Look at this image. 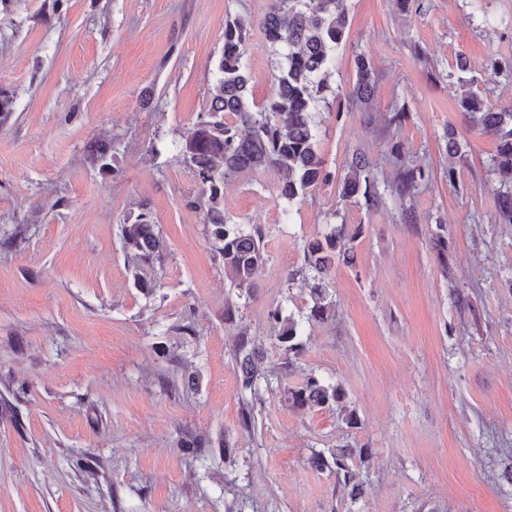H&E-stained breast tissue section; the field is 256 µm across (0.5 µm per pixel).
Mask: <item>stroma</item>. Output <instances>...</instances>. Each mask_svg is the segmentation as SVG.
I'll use <instances>...</instances> for the list:
<instances>
[{
	"mask_svg": "<svg viewBox=\"0 0 512 512\" xmlns=\"http://www.w3.org/2000/svg\"><path fill=\"white\" fill-rule=\"evenodd\" d=\"M268 3L0 0V512H349L335 474L307 462L339 444L372 450L361 512H512V225L494 220L496 142L468 129L451 78L466 60L472 91L512 103V74L487 68L512 60V0H347L315 108L324 168L341 174L361 151L392 182L399 141L429 180L374 211L342 202L335 181L291 202L270 169L227 183L225 212L259 227L268 254L251 299L189 205L200 186L180 136L209 106L225 19L257 23ZM360 52L376 69L369 114L346 99ZM245 62L263 101L276 67L257 27ZM452 133L463 157L446 152ZM98 140L113 145L103 168L89 158ZM145 205L165 244L149 295L121 244ZM337 219L361 229L357 264L330 275L334 320L310 322L288 274ZM279 304L305 344L291 371L267 318ZM243 330L280 378L249 431ZM308 373L342 383L356 427L288 405Z\"/></svg>",
	"mask_w": 512,
	"mask_h": 512,
	"instance_id": "stroma-1",
	"label": "stroma"
}]
</instances>
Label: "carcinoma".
I'll return each instance as SVG.
<instances>
[{
    "instance_id": "carcinoma-1",
    "label": "carcinoma",
    "mask_w": 512,
    "mask_h": 512,
    "mask_svg": "<svg viewBox=\"0 0 512 512\" xmlns=\"http://www.w3.org/2000/svg\"><path fill=\"white\" fill-rule=\"evenodd\" d=\"M346 0H270V7L259 22L267 43L275 47L279 75L271 96L257 104L249 98L244 61L246 43L253 28L251 20L238 15L224 24V50L216 67V84L208 109L193 127L181 134L184 160L192 167L201 183L199 198L190 202L204 210L207 238L212 250L223 262L224 275L231 286L248 295L256 291V278L266 264L262 232L247 229L224 212V185L248 173L271 169L280 180L279 197L292 201L306 195L331 178L317 153L318 123L315 104L328 88L327 80L336 64L335 51L345 38L348 27ZM375 66L359 54L355 57V79L347 98L356 108L370 110L374 100ZM461 112L471 129L492 137L496 153L492 168L512 176V104L503 107L472 91L459 98ZM390 156L397 166L391 190L404 196L415 190L428 177L421 168L405 164L403 147L391 145ZM340 198L361 197L369 210L384 204L378 190V174L364 155L352 158L338 180ZM495 218L501 224H512V191L498 196ZM125 261L134 273L138 288L151 293L156 288L147 278L146 268L164 256V244L156 232L148 205L132 222L121 229ZM358 231L341 224L321 239L304 246V267L289 274V279L312 272L309 296L312 305L307 314L310 322L331 319L333 302L329 298L326 279L336 261L347 264L354 259L352 248ZM268 318L277 328L276 340L291 367L304 352L299 322L284 316L278 306ZM235 363L241 390L254 401L261 400L260 384L267 380L259 347L243 336L235 346ZM347 392L339 382H330L308 374L294 388H286L288 405L299 409H339L347 426L358 424L350 409ZM371 455L368 448L341 445L313 454L311 464L336 474V480L351 503L364 499L367 484L359 469Z\"/></svg>"
}]
</instances>
